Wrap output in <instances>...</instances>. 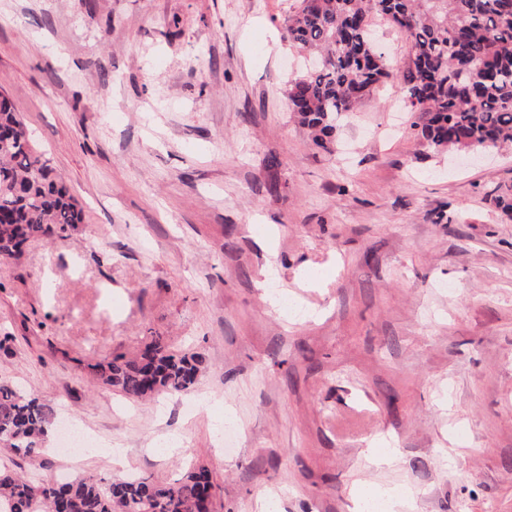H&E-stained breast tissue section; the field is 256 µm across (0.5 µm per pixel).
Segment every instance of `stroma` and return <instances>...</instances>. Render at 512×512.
Here are the masks:
<instances>
[{
  "instance_id": "obj_1",
  "label": "stroma",
  "mask_w": 512,
  "mask_h": 512,
  "mask_svg": "<svg viewBox=\"0 0 512 512\" xmlns=\"http://www.w3.org/2000/svg\"><path fill=\"white\" fill-rule=\"evenodd\" d=\"M294 5L0 0V92L83 209L0 263V382L125 451L53 436L0 463L157 481L201 463L215 512L272 494L358 512L381 489L404 491L395 512H512V150L425 148L396 82L317 145L285 96ZM273 261L308 316L269 305ZM155 334L205 356L194 389L133 402L89 373ZM163 436L178 453L151 452ZM376 440L392 464L368 462Z\"/></svg>"
}]
</instances>
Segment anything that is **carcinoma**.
Returning <instances> with one entry per match:
<instances>
[{"mask_svg": "<svg viewBox=\"0 0 512 512\" xmlns=\"http://www.w3.org/2000/svg\"><path fill=\"white\" fill-rule=\"evenodd\" d=\"M375 15L409 41L403 66L392 67L369 39ZM288 34L318 61L286 92L290 111L316 142L331 140L342 113L395 80L420 115L411 128L428 149L512 147V0H298ZM82 220L77 200L1 93L0 262L18 257L30 239L65 233ZM204 364L202 354H177L153 336L138 356H115L90 369L106 388L145 399L192 389ZM51 416L38 397L0 384L1 447L32 456ZM215 488L204 466L163 483L35 481L1 465L0 512H213Z\"/></svg>", "mask_w": 512, "mask_h": 512, "instance_id": "obj_1", "label": "carcinoma"}]
</instances>
